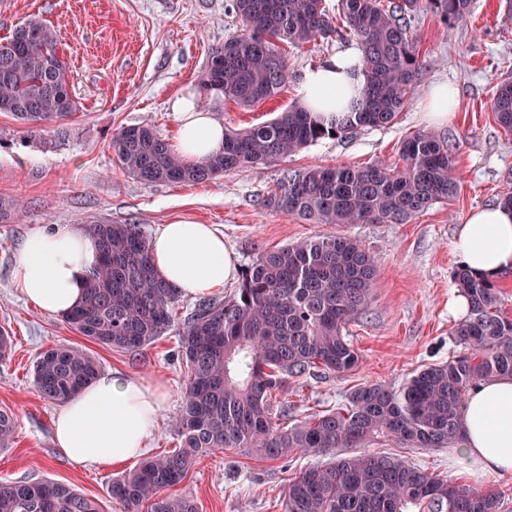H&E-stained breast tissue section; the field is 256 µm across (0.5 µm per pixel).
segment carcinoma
<instances>
[{"label":"carcinoma","mask_w":512,"mask_h":512,"mask_svg":"<svg viewBox=\"0 0 512 512\" xmlns=\"http://www.w3.org/2000/svg\"><path fill=\"white\" fill-rule=\"evenodd\" d=\"M471 0H234L241 27L209 54L201 99L240 107L275 97L292 79L282 46L354 39L366 82L350 112L326 124L294 104L276 118L224 132L223 151L188 165L147 125L112 135L119 167L145 183L203 184L242 166L258 167L329 139L392 124L403 111L425 62L412 23L432 14L443 24L461 19ZM77 110L69 68L57 35L38 18L0 40V112L31 129L65 120ZM492 111L512 134V79L496 87ZM459 177L448 137L418 131L400 147V162L367 166L310 165L283 171L265 206L316 224H406L434 203L453 197ZM18 219L17 203L0 197V224ZM85 228L100 262L84 298L63 321L88 341L124 351L153 345L175 326L179 294L154 268L142 226L91 218ZM377 260L362 244L336 234L303 239L256 254L238 286L222 299L199 301L178 326L189 375L173 431L177 450L153 457L112 480L124 512H198L177 492L191 468L216 449L248 448L278 460L297 450L359 452L308 467L289 482L284 512H504L502 495L450 483L389 453L363 450L379 436L402 448H451L463 440L468 394L478 383L512 376V315L497 280L462 266L454 280L467 314L452 331L466 353L428 365L395 387L360 386L346 404L286 427L272 392L286 378L318 369L344 372L358 364L346 326L374 298ZM99 372L85 349L59 344L33 365L39 396L64 405ZM16 427L0 410V448ZM0 512H99L97 503L51 481L0 480Z\"/></svg>","instance_id":"1"}]
</instances>
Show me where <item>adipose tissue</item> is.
Listing matches in <instances>:
<instances>
[{"label": "adipose tissue", "instance_id": "adipose-tissue-1", "mask_svg": "<svg viewBox=\"0 0 512 512\" xmlns=\"http://www.w3.org/2000/svg\"><path fill=\"white\" fill-rule=\"evenodd\" d=\"M358 61L357 53L347 51L306 69L303 105L327 120L344 112L365 86ZM170 109L177 120L172 146L185 162L196 164L222 151L224 125L195 95L171 99ZM455 250L473 273L494 279L512 271V207L498 203L471 212L459 227ZM149 252L155 269L185 297L210 295L237 273L223 233L207 224L162 225ZM97 262L93 240L83 226L70 224L33 234L19 254L14 279L42 312L59 316L80 302ZM167 400L160 380L102 372L64 405L54 423L55 442L72 462L98 468L141 457ZM462 451L478 459L484 473L512 475V377L487 380L470 391Z\"/></svg>", "mask_w": 512, "mask_h": 512}]
</instances>
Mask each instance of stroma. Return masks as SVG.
<instances>
[{
	"instance_id": "1",
	"label": "stroma",
	"mask_w": 512,
	"mask_h": 512,
	"mask_svg": "<svg viewBox=\"0 0 512 512\" xmlns=\"http://www.w3.org/2000/svg\"><path fill=\"white\" fill-rule=\"evenodd\" d=\"M32 16L58 34L78 110L63 128L50 125L35 134L0 113V196L16 200L20 215L16 223L0 224V326L13 340L9 360L0 362V409L17 419L11 448L0 452V477L61 482L96 499L101 512H122L109 489L125 465L99 470L71 462L53 440L59 408L43 401L33 385L37 354L62 343L85 346L101 370L164 379L168 405L149 454L179 446L171 422L188 368L177 353L176 331L137 353L102 347L41 312L14 283L18 252L30 235L93 216L141 224L150 238L178 220L213 225L241 267L258 251L336 233L356 238L376 256L374 299L346 331L360 354L358 367L287 378L276 404L287 408L289 423L339 407L359 386H396L417 369L463 354L451 334L459 318L448 309L460 293L453 278L460 264L454 241L472 210L512 193V135L501 129L491 107L496 85L512 78V15L500 0H471L469 14L448 26L420 17L415 31L427 67L393 124L348 139H326L204 184L141 183L119 169L109 143L120 127L139 124L172 139L176 119L168 102L196 92L209 53L238 29L231 0H0V39ZM347 48L336 40L287 48L293 79L274 99L248 108L214 103L210 109L228 129L269 121L300 102L299 78L307 67ZM439 81L455 88L457 104L448 120L435 126L422 104ZM434 126L448 136L459 191L408 223L315 224L264 204L285 169L393 164L406 136ZM366 449L397 455L456 483L499 490L512 512V475L483 473L458 449L401 448L385 438L372 439ZM324 460L307 451L270 461L245 448L216 450L191 468L178 491L195 501L198 512H283L289 479Z\"/></svg>"
}]
</instances>
